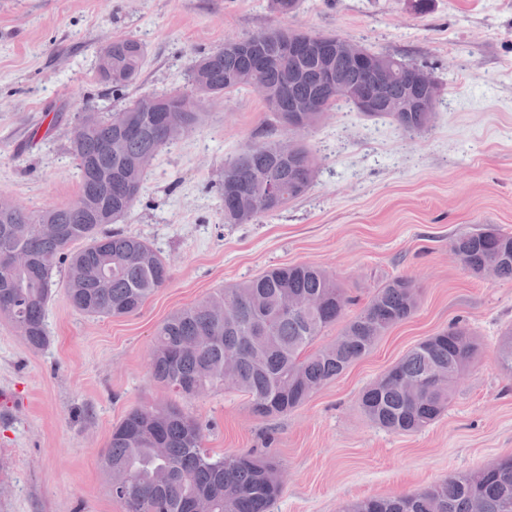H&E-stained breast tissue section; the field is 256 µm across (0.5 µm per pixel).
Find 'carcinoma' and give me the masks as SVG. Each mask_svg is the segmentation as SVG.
<instances>
[{
  "label": "carcinoma",
  "instance_id": "obj_1",
  "mask_svg": "<svg viewBox=\"0 0 512 512\" xmlns=\"http://www.w3.org/2000/svg\"><path fill=\"white\" fill-rule=\"evenodd\" d=\"M288 32L252 36L269 48L259 64L235 49L236 40L200 56L190 67L194 90L208 97L264 88L262 99L273 119L287 131L313 127L317 112H282L287 79L277 44ZM108 70L102 82L116 88L134 83L144 47L133 39L115 40L100 51ZM392 94L403 99L414 89L413 63L382 55ZM330 66L334 81L321 90V104L352 103L350 88L371 79L376 70L317 53L295 60L300 74ZM179 90L143 95L124 105L123 131L98 112H85L83 127L71 132L70 150L80 171L77 198L64 206L20 210L0 198V318L35 350L48 343L45 317L57 264L67 265L65 290L72 307L93 317H127L164 287L170 274L164 257L147 241L121 231H104L130 213L142 189L147 167L166 145L188 134L200 121L189 112ZM407 133L424 130L422 112H390ZM314 157L298 139L271 140L258 150L246 146L224 166L220 191L230 224H248L278 212L311 186ZM81 244L74 250L72 246ZM450 249L471 273L488 268L498 279L512 280V233L486 224L460 235ZM420 288L398 276L378 288L349 320L354 299L325 270L297 264L266 271L233 288L171 314L153 341L154 379L187 398L184 383L206 391L232 388L243 393L260 416L301 406L328 380L366 355L381 336L416 309ZM343 323L336 340L317 345L324 330ZM480 343L465 325L454 324L419 342L393 366L399 376L367 387L361 408L374 424L401 434L421 430L448 409L453 389L476 358ZM498 361L512 374V327L498 342ZM235 375L224 377L225 361ZM416 384L411 397L402 382ZM161 439L167 455L152 448ZM105 471H125L128 491L116 496L126 512H182L198 493L209 495L212 512H268L282 490L279 468L268 458L229 453L215 458L203 448L202 426L176 404L140 406L116 425L103 454ZM350 512H512V458L465 477H450L424 490L393 498H370Z\"/></svg>",
  "mask_w": 512,
  "mask_h": 512
}]
</instances>
